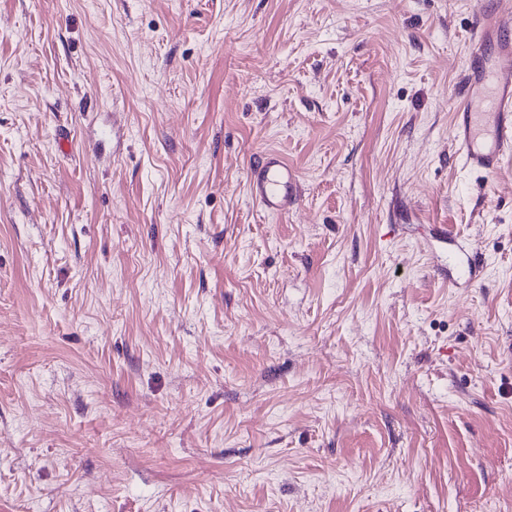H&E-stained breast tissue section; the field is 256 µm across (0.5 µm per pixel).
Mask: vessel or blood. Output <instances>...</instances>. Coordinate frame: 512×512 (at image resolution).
Listing matches in <instances>:
<instances>
[{
  "mask_svg": "<svg viewBox=\"0 0 512 512\" xmlns=\"http://www.w3.org/2000/svg\"><path fill=\"white\" fill-rule=\"evenodd\" d=\"M456 114L457 153L469 168L496 173L512 157V0H492L475 16ZM249 182L252 197L268 212L284 213L296 202L297 174L277 154H261Z\"/></svg>",
  "mask_w": 512,
  "mask_h": 512,
  "instance_id": "b4317fda",
  "label": "vessel or blood"
}]
</instances>
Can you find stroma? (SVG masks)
Here are the masks:
<instances>
[{"mask_svg": "<svg viewBox=\"0 0 512 512\" xmlns=\"http://www.w3.org/2000/svg\"><path fill=\"white\" fill-rule=\"evenodd\" d=\"M484 2L0 0V512H512ZM472 29L453 138L457 153L470 169L494 174L512 157V2L492 0L490 7L477 11ZM490 81L494 82L492 91ZM489 106L492 112H486ZM487 113L492 114L493 124L485 134L480 120ZM252 197L268 212L282 214L297 200V174L279 155L262 153L250 169Z\"/></svg>", "mask_w": 512, "mask_h": 512, "instance_id": "stroma-1", "label": "stroma"}]
</instances>
